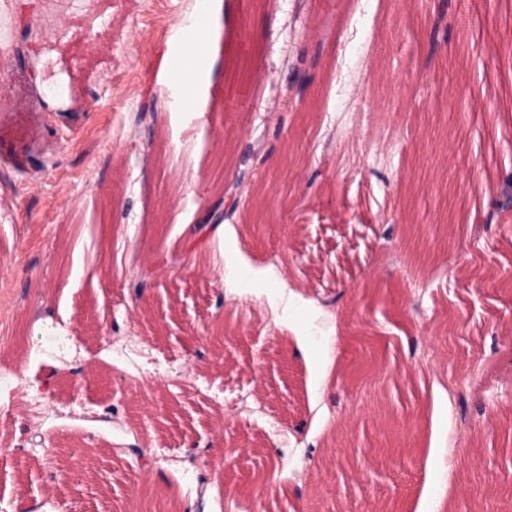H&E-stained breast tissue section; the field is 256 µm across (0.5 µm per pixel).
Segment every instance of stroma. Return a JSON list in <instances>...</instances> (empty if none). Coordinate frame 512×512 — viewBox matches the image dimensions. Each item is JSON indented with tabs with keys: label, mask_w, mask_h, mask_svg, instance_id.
Segmentation results:
<instances>
[{
	"label": "stroma",
	"mask_w": 512,
	"mask_h": 512,
	"mask_svg": "<svg viewBox=\"0 0 512 512\" xmlns=\"http://www.w3.org/2000/svg\"><path fill=\"white\" fill-rule=\"evenodd\" d=\"M206 114L184 112L155 85L162 55L195 0H40L29 39L37 76L15 73L11 94L30 111L44 95L39 153L18 171L0 158V376L13 402L0 442L53 430L93 449L99 480L80 482V512H134L138 491L177 505L210 489L203 512H250L226 487L274 467L267 512H431L436 488L494 487L512 433V231L472 232L512 154V0H496L451 31L425 60L429 7L418 0H226ZM361 38L349 41L351 29ZM319 57L305 105H291L289 57ZM341 57L351 70L337 78ZM464 86L456 106L448 88ZM158 98L156 120L134 125ZM270 168L291 157L324 168L308 194L289 191L281 222L256 236L246 206L204 243V267H184L183 218L203 221L219 184L255 144ZM158 254L155 321L128 295L121 266L101 263L129 233ZM222 264L227 287L211 267ZM94 298L107 322L95 340L76 308ZM356 302L384 370L372 391L343 387L349 323L332 299ZM240 320L245 340L221 361L189 359L205 322ZM154 321V322H155ZM30 325L32 345L12 341ZM84 366L79 390L65 373ZM160 373L173 407L154 419L140 376ZM136 377V388L98 387ZM56 384L54 398L36 380ZM437 429H430V418ZM366 455L411 437L415 463L379 475L338 468V423ZM159 463L132 466L131 446Z\"/></svg>",
	"instance_id": "35a3bbf8"
}]
</instances>
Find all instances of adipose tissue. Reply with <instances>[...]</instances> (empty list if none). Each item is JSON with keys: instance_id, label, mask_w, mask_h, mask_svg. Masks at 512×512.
<instances>
[{"instance_id": "obj_1", "label": "adipose tissue", "mask_w": 512, "mask_h": 512, "mask_svg": "<svg viewBox=\"0 0 512 512\" xmlns=\"http://www.w3.org/2000/svg\"><path fill=\"white\" fill-rule=\"evenodd\" d=\"M220 0H199L190 25L179 28L169 58L158 70L159 86H178L189 89L187 101L191 111L204 109L203 89L211 75L214 59L215 33L219 27Z\"/></svg>"}]
</instances>
